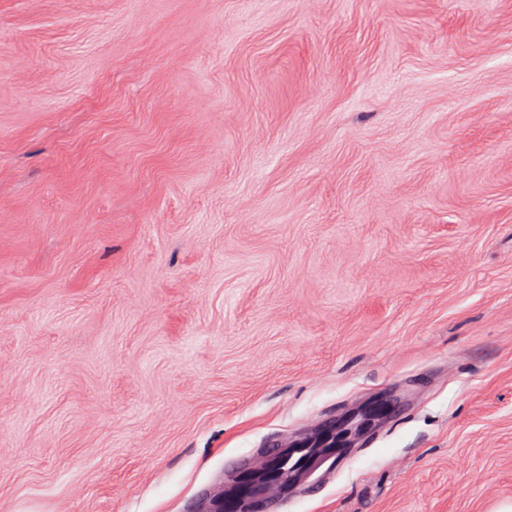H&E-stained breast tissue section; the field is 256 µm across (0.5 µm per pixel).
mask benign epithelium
I'll list each match as a JSON object with an SVG mask.
<instances>
[{
    "label": "benign epithelium",
    "mask_w": 512,
    "mask_h": 512,
    "mask_svg": "<svg viewBox=\"0 0 512 512\" xmlns=\"http://www.w3.org/2000/svg\"><path fill=\"white\" fill-rule=\"evenodd\" d=\"M394 408L391 400H374L325 420L310 439L260 452L253 464L236 470L215 494L212 508L203 510L197 500L191 512H265L272 490L285 483L292 487L306 484L321 467H335L341 454L354 447Z\"/></svg>",
    "instance_id": "benign-epithelium-1"
}]
</instances>
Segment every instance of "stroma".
<instances>
[{
    "mask_svg": "<svg viewBox=\"0 0 512 512\" xmlns=\"http://www.w3.org/2000/svg\"><path fill=\"white\" fill-rule=\"evenodd\" d=\"M389 389L275 512H512V0H0V512Z\"/></svg>",
    "mask_w": 512,
    "mask_h": 512,
    "instance_id": "35a3bbf8",
    "label": "stroma"
}]
</instances>
